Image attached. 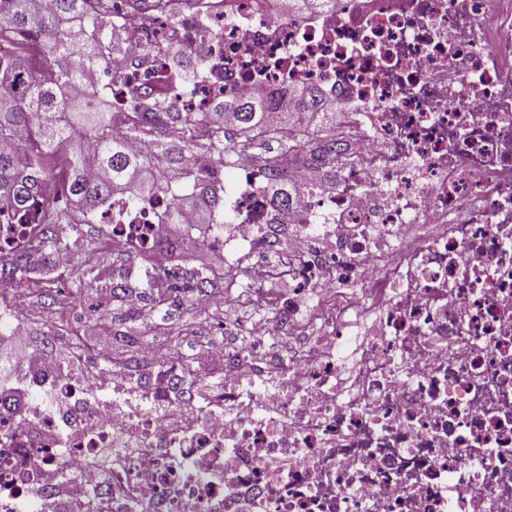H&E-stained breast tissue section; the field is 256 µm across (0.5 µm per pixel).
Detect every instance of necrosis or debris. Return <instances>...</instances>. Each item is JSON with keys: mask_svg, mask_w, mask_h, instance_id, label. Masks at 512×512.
Segmentation results:
<instances>
[{"mask_svg": "<svg viewBox=\"0 0 512 512\" xmlns=\"http://www.w3.org/2000/svg\"><path fill=\"white\" fill-rule=\"evenodd\" d=\"M118 25L134 53L112 71L159 108L310 87L335 113L332 150L288 163L299 202L273 209L238 154L224 212L242 233L208 237L215 272L287 282L277 326L296 339L194 357L222 383L202 402L169 355L141 378L78 370L76 347L19 359L0 512H512V0H164ZM161 227L117 194L100 232L155 262Z\"/></svg>", "mask_w": 512, "mask_h": 512, "instance_id": "4bbe7bcc", "label": "necrosis or debris"}]
</instances>
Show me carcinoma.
<instances>
[{"label": "carcinoma", "instance_id": "cac0c4a2", "mask_svg": "<svg viewBox=\"0 0 512 512\" xmlns=\"http://www.w3.org/2000/svg\"><path fill=\"white\" fill-rule=\"evenodd\" d=\"M114 22L112 0H0V140L26 132L0 148V216L12 224L47 225L39 248L57 247L58 225L96 223L112 207V195L121 192L139 204L164 200L161 223L204 245L208 234L192 236L194 228L183 227L185 213L202 209L209 223H224V187L189 164L184 154L190 151L219 168L231 165L239 150L254 151L276 178L272 207L297 199L281 177L298 143L282 138L277 150L266 151L257 133L277 106L270 97L225 99L220 112L159 110L146 88L117 111L103 100L93 102L94 92L72 66V56L78 52L97 66L104 47L120 50L112 43ZM318 108L316 91L302 89L289 95L281 119L290 123ZM117 120L127 139L148 144L165 166L154 169L152 157L112 136ZM61 196L72 209L59 210ZM37 276L44 280L43 295L67 301L50 271ZM214 277L211 270L198 271L191 287L169 282L167 288L190 303L189 293Z\"/></svg>", "mask_w": 512, "mask_h": 512}]
</instances>
